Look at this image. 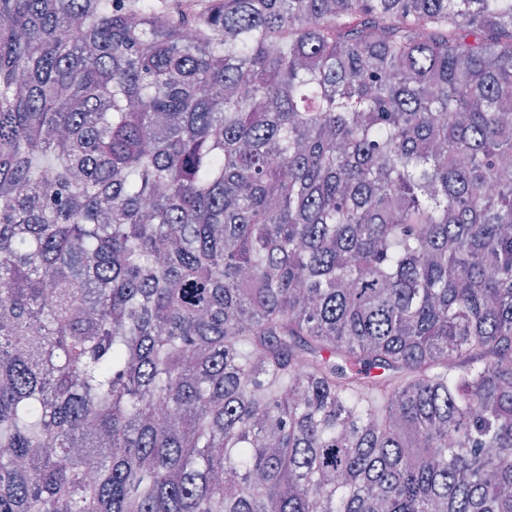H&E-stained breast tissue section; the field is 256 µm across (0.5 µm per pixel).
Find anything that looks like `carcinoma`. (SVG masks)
Instances as JSON below:
<instances>
[{"label": "carcinoma", "instance_id": "cac0c4a2", "mask_svg": "<svg viewBox=\"0 0 512 512\" xmlns=\"http://www.w3.org/2000/svg\"><path fill=\"white\" fill-rule=\"evenodd\" d=\"M0 512H512V0H0Z\"/></svg>", "mask_w": 512, "mask_h": 512}]
</instances>
